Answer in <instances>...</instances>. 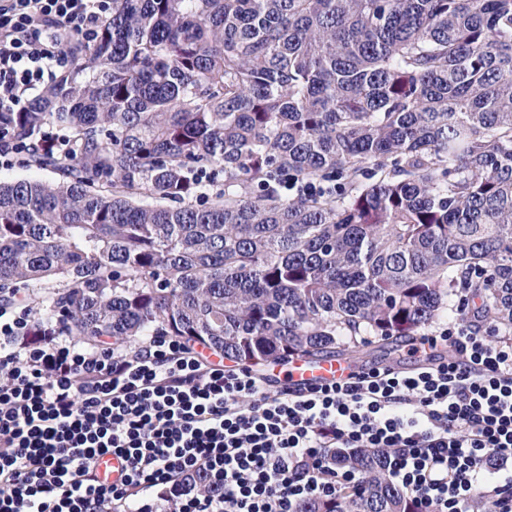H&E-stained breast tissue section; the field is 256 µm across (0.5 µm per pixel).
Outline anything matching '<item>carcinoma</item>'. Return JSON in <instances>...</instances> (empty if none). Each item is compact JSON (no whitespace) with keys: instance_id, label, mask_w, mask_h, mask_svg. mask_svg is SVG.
<instances>
[{"instance_id":"1","label":"carcinoma","mask_w":512,"mask_h":512,"mask_svg":"<svg viewBox=\"0 0 512 512\" xmlns=\"http://www.w3.org/2000/svg\"><path fill=\"white\" fill-rule=\"evenodd\" d=\"M68 55L9 117L59 179L0 182V296L244 364L512 335V0H112ZM376 458L336 452L360 487L297 512H413Z\"/></svg>"}]
</instances>
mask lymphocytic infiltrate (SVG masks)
Returning a JSON list of instances; mask_svg holds the SVG:
<instances>
[{"mask_svg":"<svg viewBox=\"0 0 512 512\" xmlns=\"http://www.w3.org/2000/svg\"><path fill=\"white\" fill-rule=\"evenodd\" d=\"M112 0H0V167L27 152L3 117L95 34ZM454 355L307 389L209 360L163 333L95 347L0 300V512H296L355 489L337 451L374 448L415 512H512V337L448 325ZM125 463L102 480L100 456ZM209 488L196 490L192 478Z\"/></svg>","mask_w":512,"mask_h":512,"instance_id":"f902f5d3","label":"lymphocytic infiltrate"}]
</instances>
